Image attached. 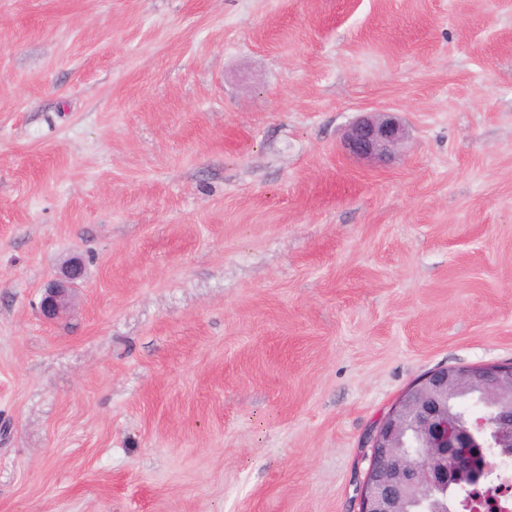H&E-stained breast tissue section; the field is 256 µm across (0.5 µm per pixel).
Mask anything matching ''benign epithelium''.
I'll use <instances>...</instances> for the list:
<instances>
[{"label":"benign epithelium","mask_w":512,"mask_h":512,"mask_svg":"<svg viewBox=\"0 0 512 512\" xmlns=\"http://www.w3.org/2000/svg\"><path fill=\"white\" fill-rule=\"evenodd\" d=\"M405 125L391 112H365L344 131L345 152L368 164L383 163L408 139ZM84 264L75 256L60 267L39 302L47 321L67 315ZM463 388L480 393L487 413L460 423L448 400ZM414 435L420 456L405 451ZM364 447L370 465L359 489V512H409L415 502L439 496L465 477L481 481L488 465L473 448H512V362L463 368L441 367L414 381L401 398L368 429Z\"/></svg>","instance_id":"1"}]
</instances>
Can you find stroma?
<instances>
[{"label":"stroma","mask_w":512,"mask_h":512,"mask_svg":"<svg viewBox=\"0 0 512 512\" xmlns=\"http://www.w3.org/2000/svg\"><path fill=\"white\" fill-rule=\"evenodd\" d=\"M511 361L512 0H0V512H359L411 383ZM408 137V129L392 112H364L347 126L342 144L348 155L373 165L394 156ZM83 276L84 264L80 257H72L63 263L41 295L39 311L45 320H57L71 311L77 282Z\"/></svg>","instance_id":"1"}]
</instances>
